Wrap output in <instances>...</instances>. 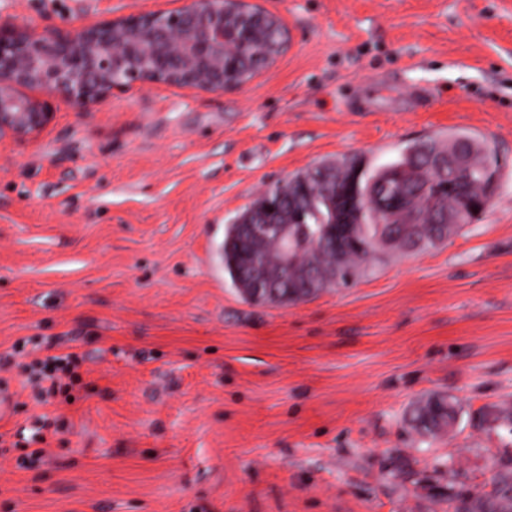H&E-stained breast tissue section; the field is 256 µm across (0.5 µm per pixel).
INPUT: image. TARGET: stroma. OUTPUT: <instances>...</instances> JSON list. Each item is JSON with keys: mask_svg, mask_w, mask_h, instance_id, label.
I'll list each match as a JSON object with an SVG mask.
<instances>
[{"mask_svg": "<svg viewBox=\"0 0 512 512\" xmlns=\"http://www.w3.org/2000/svg\"><path fill=\"white\" fill-rule=\"evenodd\" d=\"M190 0H0L41 33ZM287 47L244 86L161 83L0 142V355L84 356L68 428L27 468L0 455V512H448L512 465V0H249ZM465 130L500 165L447 244L387 253L347 288L256 305L224 270L228 224L316 161H396ZM0 368V432L44 409ZM457 424L405 421L431 393ZM458 419L456 401L443 393H433L416 402L408 416L413 431L424 438H436Z\"/></svg>", "mask_w": 512, "mask_h": 512, "instance_id": "obj_1", "label": "stroma"}]
</instances>
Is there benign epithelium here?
Listing matches in <instances>:
<instances>
[{
	"label": "benign epithelium",
	"instance_id": "obj_1",
	"mask_svg": "<svg viewBox=\"0 0 512 512\" xmlns=\"http://www.w3.org/2000/svg\"><path fill=\"white\" fill-rule=\"evenodd\" d=\"M226 48L224 0H191L179 10L71 31L0 25V141H24L51 122L42 94L87 110L136 83L242 87L246 73L224 78Z\"/></svg>",
	"mask_w": 512,
	"mask_h": 512
}]
</instances>
